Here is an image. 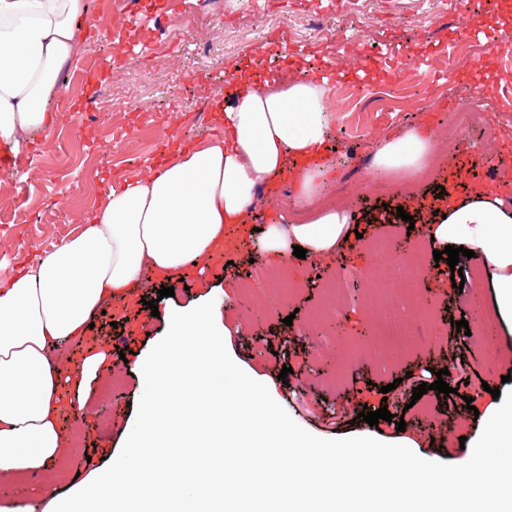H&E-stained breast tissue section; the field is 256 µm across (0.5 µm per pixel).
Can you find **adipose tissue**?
<instances>
[{
    "mask_svg": "<svg viewBox=\"0 0 512 512\" xmlns=\"http://www.w3.org/2000/svg\"><path fill=\"white\" fill-rule=\"evenodd\" d=\"M87 15L88 0H0V143L15 154L25 155L27 133L50 127L48 102L89 35ZM232 72L233 92L212 107L221 135L154 161L148 178L110 185L78 235L0 288V474L44 472L62 461L61 415L85 413L84 382L104 360L97 352L61 367L64 347L83 337L90 316L124 298L146 271L182 276L255 208L269 176L290 174L299 214L262 225L274 263L297 246L313 258L334 254L353 234L350 214L326 202L323 147L336 124L326 78L300 68L271 78ZM433 160V137L420 129L376 147L380 174ZM429 232L434 249L461 246L481 256L484 285L511 333L512 210L476 189L449 199Z\"/></svg>",
    "mask_w": 512,
    "mask_h": 512,
    "instance_id": "obj_1",
    "label": "adipose tissue"
}]
</instances>
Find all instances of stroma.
<instances>
[{
	"instance_id": "35a3bbf8",
	"label": "stroma",
	"mask_w": 512,
	"mask_h": 512,
	"mask_svg": "<svg viewBox=\"0 0 512 512\" xmlns=\"http://www.w3.org/2000/svg\"><path fill=\"white\" fill-rule=\"evenodd\" d=\"M150 3L131 0L127 19L116 27L120 50L99 36L81 44L62 72L65 102L55 124L26 138L32 164L20 172L0 170V286L81 231L111 181L148 177L160 155L219 135L210 108L223 96L231 67L255 71L263 60H277L283 69L295 58L303 67L334 74L328 96L336 125L327 154L341 163L333 168L327 201L352 215L359 235L333 255L297 258L293 270L275 272L273 303L253 285L255 274L270 267L264 251L245 249L236 233L201 259L205 275L192 269L174 281L172 296L159 298L161 282L147 274L127 300L95 313L92 329L76 344L78 354L100 348L108 359L88 382L85 415L65 428L66 479L0 474V502L36 504L75 486L88 462L118 456L143 393L135 363L156 344L162 313L211 296L221 301L231 358L252 379L272 381L276 402L323 439L368 431L383 440L396 437L394 426L369 425L360 412L382 408V386L395 384L402 395L448 369L452 394H424L414 407L394 409L393 415L404 419V435L419 453L456 463L463 455L460 437L476 428L466 398L480 397L483 383L512 375V350L491 293L473 278L482 259L461 258L460 290L431 263L419 267L407 310L413 334L407 344L381 331L376 311L386 295L369 274L378 260L376 243L397 241L410 251L428 245L429 206L458 167L468 176L457 194L490 186L512 206V182L489 181L494 171L512 172V46L496 51L483 37L490 29L512 35V0H500L490 12L468 0H233L229 6L224 0H191L199 22L179 30L170 28L166 15L153 13ZM452 55L459 58L453 69ZM351 66L365 68L366 78L352 81ZM464 105L489 115L499 134L492 138L485 128H474L465 144L438 153L426 170L374 176L376 142L409 128L429 129L442 140ZM293 197L290 179H270L246 229L260 228L273 211L292 215ZM400 208L409 221L377 222L380 213ZM152 300L158 303L154 312ZM473 304L480 308V324L467 334L456 331L452 319ZM247 305L263 313L261 323L244 313ZM335 317L348 330L345 340L326 333ZM485 325L494 331L489 345L504 351L494 363L477 342ZM122 344L130 350L124 360ZM285 366L293 372L283 380ZM339 372L344 379L338 383ZM116 376L120 384L103 392Z\"/></svg>"
}]
</instances>
